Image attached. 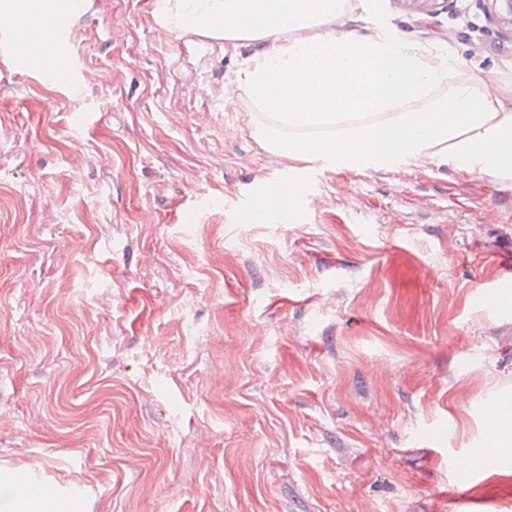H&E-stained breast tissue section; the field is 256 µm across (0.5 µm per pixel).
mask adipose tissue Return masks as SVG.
Listing matches in <instances>:
<instances>
[{
  "label": "adipose tissue",
  "mask_w": 512,
  "mask_h": 512,
  "mask_svg": "<svg viewBox=\"0 0 512 512\" xmlns=\"http://www.w3.org/2000/svg\"><path fill=\"white\" fill-rule=\"evenodd\" d=\"M80 0H0L13 37L27 41L41 22L31 63L61 72L55 19ZM350 0H155L166 30L249 48L238 73L245 94L272 126L270 150L294 159L320 154L349 169H388L430 159L470 174L512 180V83L496 93L464 63L434 54L398 31L338 28ZM315 130L314 141L302 132ZM486 437L512 460V398L495 397ZM77 492L32 471L0 465V512H80Z\"/></svg>",
  "instance_id": "1"
}]
</instances>
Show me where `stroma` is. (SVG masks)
Segmentation results:
<instances>
[{"label": "stroma", "mask_w": 512, "mask_h": 512, "mask_svg": "<svg viewBox=\"0 0 512 512\" xmlns=\"http://www.w3.org/2000/svg\"><path fill=\"white\" fill-rule=\"evenodd\" d=\"M512 81L490 0H354ZM72 84L0 61V462L84 512H512V473L457 483L512 395V182L435 164L277 156L243 47L84 0ZM291 223L248 215L281 178Z\"/></svg>", "instance_id": "obj_1"}]
</instances>
